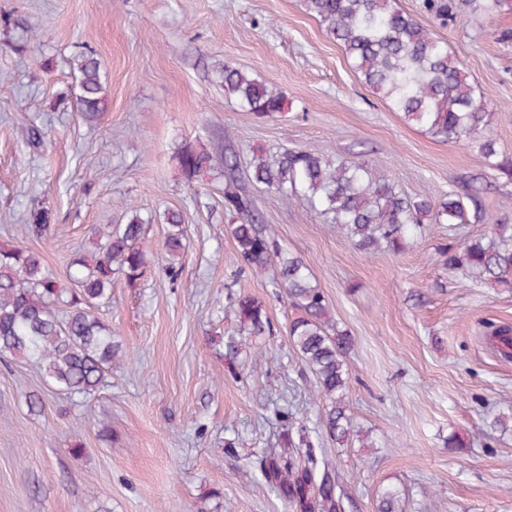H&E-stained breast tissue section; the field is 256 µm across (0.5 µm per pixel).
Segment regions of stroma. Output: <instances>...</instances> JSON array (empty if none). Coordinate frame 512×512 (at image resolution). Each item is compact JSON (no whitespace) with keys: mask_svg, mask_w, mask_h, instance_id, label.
I'll use <instances>...</instances> for the list:
<instances>
[{"mask_svg":"<svg viewBox=\"0 0 512 512\" xmlns=\"http://www.w3.org/2000/svg\"><path fill=\"white\" fill-rule=\"evenodd\" d=\"M398 5L434 27L486 93L498 111L486 134L512 158V8L438 27L422 0ZM88 50L107 87L92 124L71 96V60ZM228 62L283 91L286 111L260 116L227 97ZM228 131L244 163L260 148L316 145L378 166L411 197L438 200L470 181L512 224V179L477 142L442 143L404 122L302 0H0V244L21 236L30 208L49 209L53 232L26 245L62 278L91 252L94 227L126 223L134 206L148 220L145 276L131 285L115 274L111 297L92 306L124 351L104 389L64 394L35 364L0 362V512H291L251 463L276 449L284 402L320 428L313 377L288 336L293 310L272 273L239 272L223 173L190 183L173 158L184 141L221 151ZM247 189L355 340L348 400L369 442L324 445L347 512H376L387 489L399 512H512V432L490 427L512 413V360L484 338L512 324V290L462 278L437 253L486 225L434 224L405 252L367 254L300 197ZM169 210L189 241L174 280L161 269ZM238 294L264 302L273 333L232 366L224 342L239 330ZM33 393L41 412L28 409ZM452 432L463 448L447 447Z\"/></svg>","mask_w":512,"mask_h":512,"instance_id":"obj_1","label":"stroma"}]
</instances>
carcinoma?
<instances>
[{"label":"carcinoma","mask_w":512,"mask_h":512,"mask_svg":"<svg viewBox=\"0 0 512 512\" xmlns=\"http://www.w3.org/2000/svg\"><path fill=\"white\" fill-rule=\"evenodd\" d=\"M509 0H461L473 14L493 16ZM305 11L345 51L363 82L404 121L433 139L446 143L469 140L492 122L485 94L468 80L448 54V47L429 28L402 11L396 0H303ZM424 9L444 25L453 18V0H424ZM74 106L91 123L106 107L100 63L90 52L72 62ZM224 93L249 112L274 115L284 111L287 98L233 64H224ZM224 209L235 220L231 234L241 268L258 274L274 264L273 284L301 311L289 325L294 352L312 374L316 396L323 400L320 418L326 437L345 447L363 432L356 428L347 400L353 347L348 330L339 326L322 290L301 257L282 251L274 230L258 223L252 196L236 183L237 155L226 145ZM482 153L512 179V160L499 158L496 142L487 139ZM188 180L210 171L216 159L204 148L186 142L174 153ZM251 180L281 194L303 198L326 223L334 224L345 240L366 253L385 248L403 252L421 233L422 218L453 229L457 224H490L489 232L464 244H442L438 254L451 272L472 275L497 288H512V225L489 215L469 185L448 193L439 203L412 198L390 183L372 164H347L311 146L286 150L271 158L252 154ZM165 271L179 274V260L187 248L181 214L165 213ZM54 226L51 211L34 208L26 231L45 237ZM145 222L136 213L128 222L98 230L91 256L80 255L61 280L40 256L19 242L0 248V360L26 359L41 365L45 380L59 391L88 398L107 382L112 365L123 358L114 331L91 311L89 304L109 298L114 274L136 283L146 267L139 240ZM69 307L59 315L55 305ZM243 336L273 332L263 301L251 295L235 300ZM491 335L502 358H512V328H494ZM282 451L259 459L265 482L294 512H345L347 492L336 474L320 460L304 424H296L292 405L277 409Z\"/></svg>","instance_id":"cac0c4a2"}]
</instances>
